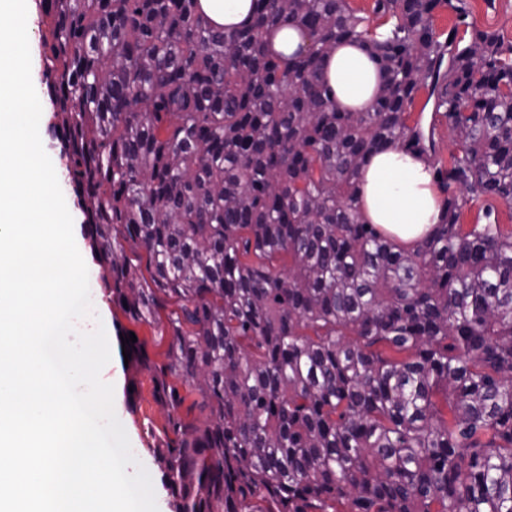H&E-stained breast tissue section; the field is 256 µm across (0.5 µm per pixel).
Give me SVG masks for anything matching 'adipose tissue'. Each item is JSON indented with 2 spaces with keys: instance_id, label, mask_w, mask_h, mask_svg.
<instances>
[{
  "instance_id": "obj_1",
  "label": "adipose tissue",
  "mask_w": 512,
  "mask_h": 512,
  "mask_svg": "<svg viewBox=\"0 0 512 512\" xmlns=\"http://www.w3.org/2000/svg\"><path fill=\"white\" fill-rule=\"evenodd\" d=\"M212 25L227 30L246 24L253 0H199ZM325 76L340 105L369 111L382 84L379 67L356 42L337 44ZM360 215L405 248L425 238L438 224L442 200L426 159L398 146L374 154L359 173Z\"/></svg>"
}]
</instances>
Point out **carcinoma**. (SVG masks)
<instances>
[{
	"instance_id": "carcinoma-1",
	"label": "carcinoma",
	"mask_w": 512,
	"mask_h": 512,
	"mask_svg": "<svg viewBox=\"0 0 512 512\" xmlns=\"http://www.w3.org/2000/svg\"><path fill=\"white\" fill-rule=\"evenodd\" d=\"M442 7L468 16L375 0L378 33L347 0H255L224 31L197 0H39L97 262L169 337L166 363L140 340L128 362L168 412L170 375L209 412L160 452L175 512H512V232L460 223L473 198L512 204V42L443 37ZM284 24L312 41L286 62L267 45ZM345 41L384 73L368 112L324 75ZM422 90L458 148L440 223L406 250L361 222L358 172L387 146L435 152L407 124Z\"/></svg>"
}]
</instances>
